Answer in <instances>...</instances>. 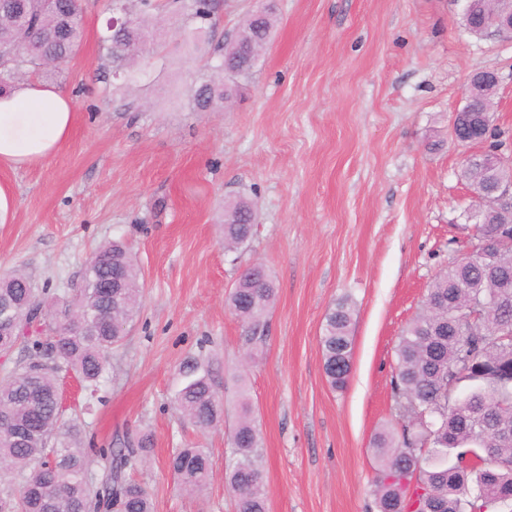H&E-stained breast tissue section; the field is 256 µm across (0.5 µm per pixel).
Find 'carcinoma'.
I'll use <instances>...</instances> for the list:
<instances>
[{"instance_id":"cac0c4a2","label":"carcinoma","mask_w":512,"mask_h":512,"mask_svg":"<svg viewBox=\"0 0 512 512\" xmlns=\"http://www.w3.org/2000/svg\"><path fill=\"white\" fill-rule=\"evenodd\" d=\"M9 15L0 20V95L27 78H58L82 40V0H0ZM167 8L194 26L196 38L211 27L218 0H135V26L106 29L103 47L113 71L133 72L137 63L164 55L148 42L155 13ZM273 14L246 16L241 39L213 48L224 78L202 74L190 95L191 110L224 106L249 79L270 39ZM493 84L476 86L460 108L462 133L476 143L494 134L474 122L493 105ZM501 213H479L473 232L490 241ZM251 206L239 200L224 209V248L244 247L253 235ZM495 267L474 253L452 263L427 290L421 311L403 330L393 380L398 421L377 431L372 448L378 461L376 512H512V248L494 251ZM141 270L128 248L112 242L86 264L80 287L66 299L42 297L24 272L0 276V308H14L15 321L0 335V352L17 346L27 360L0 377V420L19 429L16 438L0 435V512H99L119 504L123 512H153L147 490L126 477L125 469L146 440L123 448H83L76 426L63 422L56 375L75 372L90 395L100 388L107 357L123 344L141 303ZM121 283L109 288L112 280ZM266 269L241 271L229 294V307L250 333L261 338L263 319L275 302ZM51 306L56 320L46 336L30 335L32 307ZM321 337L324 373L331 388L342 389L351 373L352 309L338 301L325 316ZM185 383L176 407L195 426L206 429L223 419V397L209 371L197 360L183 365ZM463 386L469 392L461 397ZM231 464L225 482L236 512H267L261 437L243 404L229 434ZM108 462L100 481L89 478L92 457ZM173 476L198 491L210 479L212 463L203 448H180L169 460Z\"/></svg>"}]
</instances>
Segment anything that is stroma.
I'll list each match as a JSON object with an SVG mask.
<instances>
[{"label": "stroma", "mask_w": 512, "mask_h": 512, "mask_svg": "<svg viewBox=\"0 0 512 512\" xmlns=\"http://www.w3.org/2000/svg\"><path fill=\"white\" fill-rule=\"evenodd\" d=\"M108 0H84L80 54L56 86L75 99L63 148L0 167L15 196L0 224V274L18 269L46 295L71 292L92 252L120 241L142 272L140 311L96 396L59 378L85 444L145 437L128 468L154 512H235L224 482L240 397L262 441L268 512H373L375 432L394 421L403 327L435 276L469 245L468 147L450 134L472 76L498 77L493 123L512 138V38L468 34L460 0H276V23L236 102L189 107L207 46L187 47L163 13L164 66L117 89L101 37ZM255 211L246 249L225 251L224 206ZM270 272L276 302L252 344L227 297L241 271ZM354 309L352 369L332 390L320 336L328 308ZM208 365L224 420L201 429L174 395L185 360ZM208 450L213 475L189 493L168 461Z\"/></svg>", "instance_id": "1"}]
</instances>
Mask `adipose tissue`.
<instances>
[{
	"label": "adipose tissue",
	"instance_id": "1",
	"mask_svg": "<svg viewBox=\"0 0 512 512\" xmlns=\"http://www.w3.org/2000/svg\"><path fill=\"white\" fill-rule=\"evenodd\" d=\"M75 101L60 89L30 80L0 98V166L23 168L56 155L70 138Z\"/></svg>",
	"mask_w": 512,
	"mask_h": 512
}]
</instances>
